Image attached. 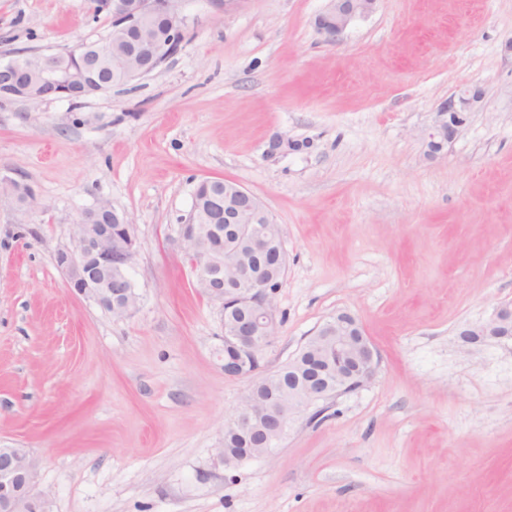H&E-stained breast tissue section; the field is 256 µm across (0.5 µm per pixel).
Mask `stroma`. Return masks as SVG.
I'll return each mask as SVG.
<instances>
[{"label":"stroma","instance_id":"1","mask_svg":"<svg viewBox=\"0 0 512 512\" xmlns=\"http://www.w3.org/2000/svg\"><path fill=\"white\" fill-rule=\"evenodd\" d=\"M327 0H182V48L72 103L0 99V444L38 461L46 512H512V340L458 333L512 302V0H378L336 44ZM94 0H0V62L107 36ZM481 100L443 150L461 90ZM235 182L279 224L282 320L263 372L352 314L372 378L224 468V315L178 229ZM126 214L139 307L118 319L57 268L99 201ZM478 99L479 95L476 91L471 92L469 89H464L459 97V108L456 107L454 100L453 103H443L438 111L441 118L437 121L433 132L429 135L430 141L428 145L434 152H440L445 142H448V139L463 125L464 119H461L458 114L463 112L470 104L477 102Z\"/></svg>","mask_w":512,"mask_h":512}]
</instances>
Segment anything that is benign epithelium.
<instances>
[{"label": "benign epithelium", "mask_w": 512, "mask_h": 512, "mask_svg": "<svg viewBox=\"0 0 512 512\" xmlns=\"http://www.w3.org/2000/svg\"><path fill=\"white\" fill-rule=\"evenodd\" d=\"M377 0H328L326 9L315 19L317 31L328 44L340 41L348 28L357 20L369 17ZM103 8L126 29L137 27L147 15L162 12L170 20L169 42L185 38L186 19L178 0H106ZM40 65L39 77L45 85L42 100L75 97L70 87L69 73L58 65V53H34ZM28 59L19 58L0 64V88L11 90L20 87L19 74L27 69ZM475 91L465 89L459 104H443L439 120L429 135V146L435 152L443 149L463 125L459 113L478 101ZM213 213L224 215V223L237 237H244L254 255H263L277 247L276 271L286 268L287 256L282 235L272 237L256 224L258 216L266 209L260 201L239 184L231 182L224 201L212 206ZM119 235L110 224H86L79 220L74 225L72 245L58 251L57 267L67 276L70 288L77 294L97 303L113 315L123 318L134 313L138 295L128 270L138 253L139 243L127 215L118 214ZM191 269L196 282L207 297L220 305L232 303L237 308L234 317L225 322L224 377L237 379L255 373L252 364L261 360L264 350L277 334L280 321L276 315L273 298L268 296L270 281L253 272L249 260H239L229 271L232 288L224 287L219 270L223 266L212 254H201L192 260ZM462 345H474L489 339L512 336V304L498 307L492 317L481 324L466 326L458 333ZM336 348V385L347 383V367L357 365L358 376L370 378L376 369L378 354L357 320L348 313H340L325 322L313 336L304 352L308 353V373L300 387L301 407L310 408L332 395L331 383L324 375L321 358L313 349ZM297 411L284 405L278 392L270 393L259 402L246 392L233 416L225 420L224 432H260L264 447L251 448L244 459L265 456L272 445L288 431V425ZM37 462L26 448L0 447V512H40L45 501L36 489Z\"/></svg>", "instance_id": "benign-epithelium-1"}]
</instances>
